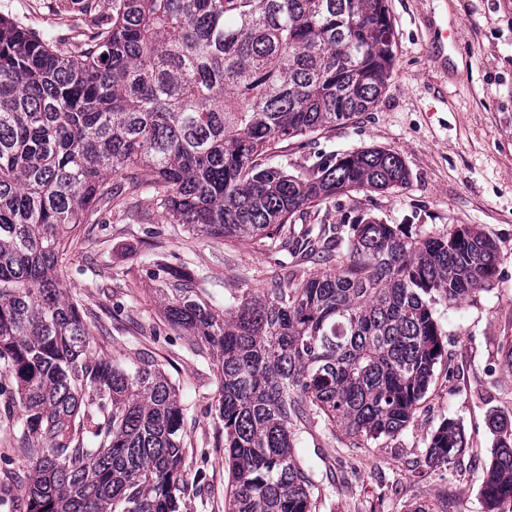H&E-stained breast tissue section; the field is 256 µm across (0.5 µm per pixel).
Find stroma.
<instances>
[{
    "instance_id": "obj_1",
    "label": "stroma",
    "mask_w": 512,
    "mask_h": 512,
    "mask_svg": "<svg viewBox=\"0 0 512 512\" xmlns=\"http://www.w3.org/2000/svg\"><path fill=\"white\" fill-rule=\"evenodd\" d=\"M395 64L378 105L352 122L275 150L274 161L340 155L378 146L398 154L405 186L350 192L322 206L315 223L336 224L355 211L398 225L413 239L469 225L499 247L485 290L439 305L444 355L412 422L392 437L355 441L317 423L295 441L322 494L318 512H483L480 489L496 436L488 420H512V0H387ZM111 0H0V13L26 26L71 37V23L97 31ZM170 264L189 259L216 295L269 287L280 255L257 245H224L168 223L150 192L126 208L100 212L81 227L62 270L71 294L93 315L92 337L109 330L107 352L127 361L145 352L179 387L186 441L181 512H224L228 474L217 446L218 385L204 357L166 321L161 283L150 273L156 253ZM467 446L448 468L425 459L444 420Z\"/></svg>"
}]
</instances>
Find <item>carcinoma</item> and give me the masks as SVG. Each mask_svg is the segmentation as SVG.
<instances>
[{
    "label": "carcinoma",
    "instance_id": "1",
    "mask_svg": "<svg viewBox=\"0 0 512 512\" xmlns=\"http://www.w3.org/2000/svg\"><path fill=\"white\" fill-rule=\"evenodd\" d=\"M394 45L386 0H112L76 49L0 15V432L15 444L0 481L15 456L27 468L24 499L0 506L179 512L178 387L154 360L92 345L91 312L58 274L81 225L144 186L171 224L320 259L223 301L194 267L155 260L167 322L192 353L208 350L219 383L225 512H316L294 448L314 422L367 440L410 423L444 353L435 307L490 283L497 243L466 225L412 239L347 214L290 234L334 198L401 187L409 172L383 147L269 162L277 145L373 109ZM489 423L480 495L485 512H512V421ZM465 447L446 420L428 465Z\"/></svg>",
    "mask_w": 512,
    "mask_h": 512
}]
</instances>
